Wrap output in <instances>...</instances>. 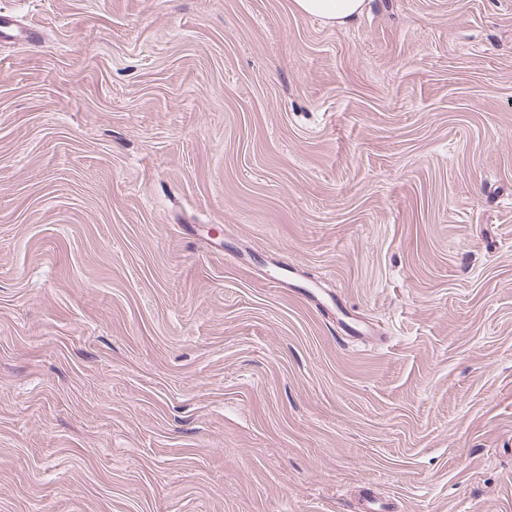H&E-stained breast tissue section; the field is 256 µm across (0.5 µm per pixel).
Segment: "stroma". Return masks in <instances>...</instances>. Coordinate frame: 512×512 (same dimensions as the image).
<instances>
[{"label": "stroma", "instance_id": "obj_1", "mask_svg": "<svg viewBox=\"0 0 512 512\" xmlns=\"http://www.w3.org/2000/svg\"><path fill=\"white\" fill-rule=\"evenodd\" d=\"M290 5L0 0V512H512V0ZM294 9L307 16H315L329 25H343L365 9V0H292Z\"/></svg>", "mask_w": 512, "mask_h": 512}]
</instances>
